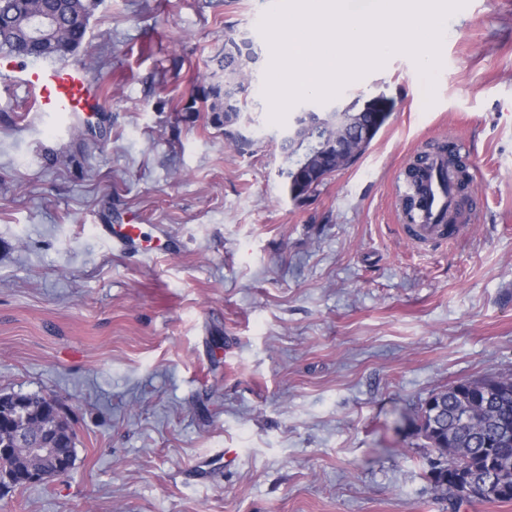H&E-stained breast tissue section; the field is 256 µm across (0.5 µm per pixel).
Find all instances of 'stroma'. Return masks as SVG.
<instances>
[{"label": "stroma", "instance_id": "obj_1", "mask_svg": "<svg viewBox=\"0 0 512 512\" xmlns=\"http://www.w3.org/2000/svg\"><path fill=\"white\" fill-rule=\"evenodd\" d=\"M272 2L100 0L74 61L104 117L62 135L0 78V393L56 400L77 453L0 512H444L417 411L512 373V0L448 18L433 105L401 53L347 84L389 117L303 203L263 94ZM228 31L260 55L242 149L177 117ZM451 136L482 212L417 247L395 185ZM127 221L181 251L95 230Z\"/></svg>", "mask_w": 512, "mask_h": 512}]
</instances>
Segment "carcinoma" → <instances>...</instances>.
Instances as JSON below:
<instances>
[{
    "mask_svg": "<svg viewBox=\"0 0 512 512\" xmlns=\"http://www.w3.org/2000/svg\"><path fill=\"white\" fill-rule=\"evenodd\" d=\"M99 0H0V52L26 60L64 61L84 45L90 18ZM37 16H49L56 28L44 41L34 39L30 21ZM259 54L251 39L233 35L224 37V53L215 56L224 71V86L212 85L203 91L201 103L208 112L210 123L224 129V137L237 147L249 146L252 141L243 133L238 115L243 111L238 87L245 85L249 64ZM340 107L354 113L362 112L363 128L376 137L385 124L389 107L381 98L366 100L356 96ZM371 141L359 143L351 152L335 146L324 150L313 167L316 176L299 182L292 170L283 172L288 192L295 201L314 193L332 173L353 165ZM48 400L39 394L27 395L25 415L15 422V429L29 432L37 427L35 442L56 448L65 456L75 447V434L68 421L55 428L46 408ZM512 374H499L466 379L431 393L418 411L416 434L428 449L427 477L445 503L448 512H456L467 501L461 488L448 483V470L461 473L472 482L490 485L488 503L508 501L497 494L501 484L512 487ZM53 459H37L23 452L0 455V485L10 492L18 485L9 478L37 468H52Z\"/></svg>",
    "mask_w": 512,
    "mask_h": 512,
    "instance_id": "cac0c4a2",
    "label": "carcinoma"
}]
</instances>
